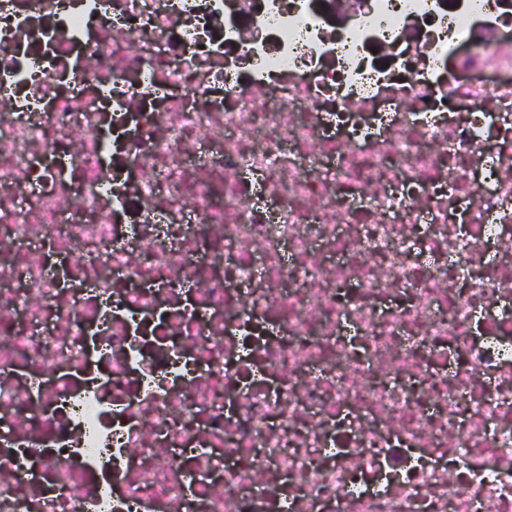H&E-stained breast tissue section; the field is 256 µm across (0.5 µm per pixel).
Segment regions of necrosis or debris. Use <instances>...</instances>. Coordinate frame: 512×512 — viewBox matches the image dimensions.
I'll return each instance as SVG.
<instances>
[{"label":"necrosis or debris","mask_w":512,"mask_h":512,"mask_svg":"<svg viewBox=\"0 0 512 512\" xmlns=\"http://www.w3.org/2000/svg\"><path fill=\"white\" fill-rule=\"evenodd\" d=\"M0 512H512V0H0Z\"/></svg>","instance_id":"necrosis-or-debris-1"}]
</instances>
